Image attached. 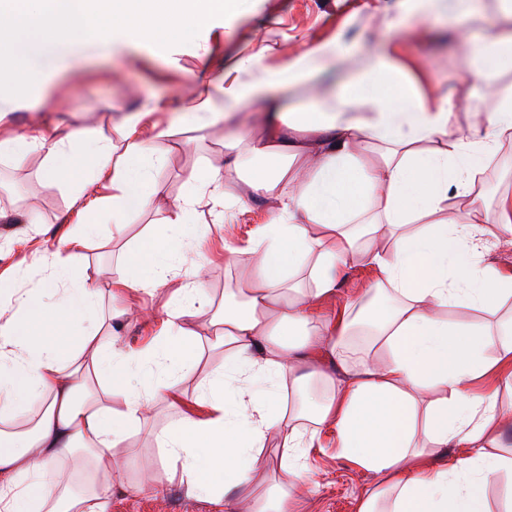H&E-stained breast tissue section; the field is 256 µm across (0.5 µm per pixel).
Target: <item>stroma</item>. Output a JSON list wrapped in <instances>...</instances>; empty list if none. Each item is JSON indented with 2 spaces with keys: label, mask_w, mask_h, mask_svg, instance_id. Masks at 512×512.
Returning <instances> with one entry per match:
<instances>
[{
  "label": "stroma",
  "mask_w": 512,
  "mask_h": 512,
  "mask_svg": "<svg viewBox=\"0 0 512 512\" xmlns=\"http://www.w3.org/2000/svg\"><path fill=\"white\" fill-rule=\"evenodd\" d=\"M401 0H248L244 12L215 21L201 30L193 42L163 50L150 42L130 39L111 46L95 37L73 38L43 46L29 57L32 70L49 76L48 90L34 89L25 97H0V131L21 134L32 126L51 139L84 144L92 138L119 142L114 120L115 106L144 113L140 133L153 155H166L164 166L155 169L163 193L152 205L132 214L123 230L112 223L111 209L87 213L96 232L72 260L71 276L85 280L88 287H105L114 266L127 248L134 246L153 225L170 215L175 200L189 194L185 175L193 169L223 167L224 126L206 124L204 116L183 110L196 95L198 74L221 76L232 63L247 54L262 52L265 65L274 67L288 56L333 36L343 37L356 57L395 35L404 55L424 70L431 85L442 93L467 100L462 125H480L487 117L488 102L482 87L466 81L465 37L476 36L466 21L449 24L436 17L410 18L403 32L393 33L385 14L402 11ZM172 135H164V128ZM45 152L36 149L24 159L0 157V212L21 215L35 212L33 224L0 223V271L19 269L23 289L42 287L46 273L42 256L61 249L76 230L74 220L83 200L101 194L99 185L89 183L90 160H82L81 176L51 186L46 182ZM480 221L498 238L486 256L487 262L512 268V240L498 237L497 204L512 195V142H504L477 178ZM191 222L210 225L215 239L201 244L194 259L207 270L206 286L215 305L224 302L225 289L235 287L242 267L224 258L225 244L241 245L254 224L258 210L238 207L216 215L211 206L191 208ZM189 264H175L169 284L153 292H128L119 298L103 296L99 316L111 308L141 309L151 322L123 319L117 332L124 341L143 344L156 333L173 303L176 288L187 284ZM177 415L165 400L155 404L148 428L134 434L123 454L128 462L121 474L124 482L149 481V491L115 493L111 512H215L208 500L188 495L164 467L151 429L162 427ZM321 448L309 463L321 477L314 493L306 499L303 512H354L355 498L373 477L358 470L339 455L334 433H324Z\"/></svg>",
  "instance_id": "stroma-1"
}]
</instances>
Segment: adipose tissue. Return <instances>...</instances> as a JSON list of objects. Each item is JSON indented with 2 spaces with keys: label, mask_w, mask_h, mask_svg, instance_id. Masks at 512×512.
<instances>
[{
  "label": "adipose tissue",
  "mask_w": 512,
  "mask_h": 512,
  "mask_svg": "<svg viewBox=\"0 0 512 512\" xmlns=\"http://www.w3.org/2000/svg\"><path fill=\"white\" fill-rule=\"evenodd\" d=\"M468 13L481 33L470 42L467 75L491 88L494 109L466 135L458 98L431 90L390 39L351 66L333 105L289 112L277 92L307 83L322 97L311 77L351 55L336 40L274 70L259 55L241 58L236 69L259 70V79L205 85L186 104L226 128L224 167L190 172L192 199L271 205L245 245L226 249L248 276L225 290L209 338L187 323L212 305L197 262L148 349L117 337L107 346L96 333L66 349L43 327L95 313L100 291L70 281L68 254L44 259L46 287L22 295L12 313L0 309V512H109L116 491L143 492L116 482L115 451L159 397L180 408L153 432L167 468L188 495L224 512L244 503L249 512H290L293 498L318 484L307 454L327 428L341 455L374 477L356 512H489L486 488L512 477L498 401L500 389L512 391V316L501 314L512 302V270L485 259L474 192L498 146L512 141V89L492 83L512 73V28L481 0H470ZM217 92L220 108L212 105ZM119 121V154L100 140L81 150L50 143L36 129L0 140V154L45 149L52 183L73 179L79 157H91L95 180L111 192L89 206L111 207L121 227L160 187L144 164L141 113ZM186 211L176 204L124 253L112 295L156 290L191 243L205 239L203 227L177 231ZM352 260L375 270L374 287L323 312ZM452 308L481 320L449 319ZM365 319L373 343L356 351L348 338ZM296 326L303 340L295 347L287 334ZM206 345L224 358L183 400L178 370L199 364ZM149 358L170 360L168 374L142 371ZM27 412L33 427L17 429ZM273 441L281 450L274 460L266 454ZM452 448L460 456L449 457ZM79 467L89 474L81 486L72 479ZM267 469L274 477L262 491L254 476Z\"/></svg>",
  "instance_id": "1"
}]
</instances>
